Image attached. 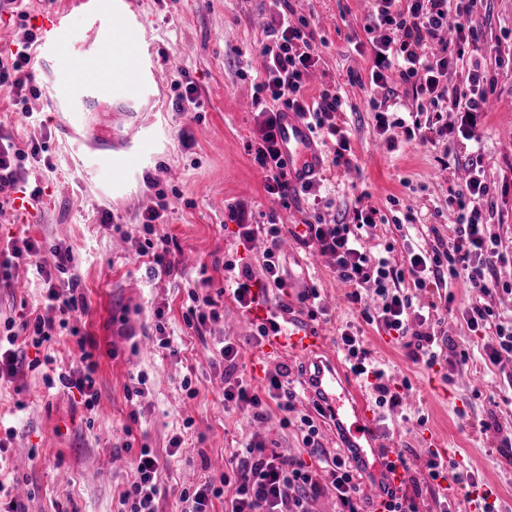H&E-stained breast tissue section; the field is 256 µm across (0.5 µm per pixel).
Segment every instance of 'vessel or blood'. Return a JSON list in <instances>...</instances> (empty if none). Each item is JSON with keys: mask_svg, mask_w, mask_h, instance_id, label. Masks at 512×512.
Listing matches in <instances>:
<instances>
[{"mask_svg": "<svg viewBox=\"0 0 512 512\" xmlns=\"http://www.w3.org/2000/svg\"><path fill=\"white\" fill-rule=\"evenodd\" d=\"M78 3L82 8L81 29H74L69 6L58 7L40 22L37 50L39 67H46L51 61L61 62L60 73L70 80V93L52 98L51 105L60 134L75 141L80 138L78 128L83 107L109 93L92 76L100 53L113 49L121 35L137 36L139 23L132 0H78ZM130 62L137 80L117 93L120 101L146 95L160 85V70L150 50H141ZM133 146L131 134H124L118 140L105 134L89 144L88 153L111 166L121 162ZM280 147L294 185L314 180L323 171L325 159L319 141L295 112H288L281 123ZM271 343L277 349L301 357L306 394L332 414L345 447L356 455V464L366 478L364 489L375 512H383L391 496L400 494L408 473L393 449L386 447L384 428L377 413L356 392L351 374L336 354L329 351L317 330L295 325L273 337Z\"/></svg>", "mask_w": 512, "mask_h": 512, "instance_id": "obj_1", "label": "vessel or blood"}]
</instances>
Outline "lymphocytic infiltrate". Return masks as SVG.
<instances>
[{
  "mask_svg": "<svg viewBox=\"0 0 512 512\" xmlns=\"http://www.w3.org/2000/svg\"><path fill=\"white\" fill-rule=\"evenodd\" d=\"M478 3L479 0H372L365 26L373 56L371 84L386 88L391 81H399L409 87L415 101L427 102L433 113L430 119L409 122L395 115L390 101L373 103L374 120L380 131L387 134L389 128L400 127L407 139L415 138L424 144L444 136L479 143L477 119L488 109L494 79L477 66L467 74L466 89L448 84L449 69L464 59L476 38L472 18ZM270 4L277 19L267 31L268 44L261 50L264 75L253 97V105L262 116L260 136L247 150L265 176L267 193L286 203L299 194H311L313 187L307 184L297 191L290 185L278 141L282 112L291 110L307 117L317 135L330 142L333 165L349 169L353 159L347 132L336 121L339 112L347 108L341 87L322 90L315 97L305 92L307 80L320 60L315 24L304 17L292 20L289 0H270ZM36 39L33 29L24 28L16 51L0 56V87H10L21 103L38 92L29 53ZM450 108L460 112L459 125L443 123V114ZM44 150L40 142L19 145L11 131L0 124V199L9 198L17 189L25 161L40 160ZM466 167V180L448 196L449 204L457 208L452 242L445 247L409 250L406 266L392 265L387 258L372 256L365 249L363 236L376 226L378 210L364 201L354 208L352 223L318 221L309 225L305 238L321 255L332 258L337 278L349 286L348 298L359 305L366 324L381 326L397 340L408 341L415 352L431 361L436 358V337L424 330L431 318L430 309L415 304L412 295L399 289L398 284L409 279L421 291L444 276L462 281L472 296L461 316L475 332L494 326V338L486 343L484 353L489 363L496 365L503 357H512V317L500 316L484 304L483 298L499 285L494 275L496 265L511 261L512 255L503 251L498 236L488 230L490 187L480 159H468ZM260 233L267 242L261 271H254L251 263L243 261L224 264V290L245 315L260 305L262 291L273 288L284 293L289 288L283 276L281 229L276 220H269L259 229L240 225L239 240L248 250ZM20 260L31 262L43 280L46 313L20 323L8 319L1 324L5 333L0 336V379L13 377L18 369L19 334H26L34 346L52 345L57 330L67 328L71 318L86 310L70 249L28 237L9 240L0 249V282L8 281L12 267ZM368 286L373 287L378 305L364 304L362 292ZM338 343L352 372L373 379L377 406H400L401 394L392 388L385 371L365 348L361 329L345 326ZM239 348V340L227 338L217 350L224 365L225 407H250L257 421L265 420L271 410H278L283 426L294 427L303 446L321 454L329 481L321 483L303 460L269 450L264 438L256 433L233 449L231 470L220 481L207 478L181 493L187 512H210L213 499L218 497L224 500V512H313L314 502L329 489L336 495L339 512H361L358 493L363 476L342 458L323 453L315 420L296 407L300 394L290 386L288 366L280 365L262 387H252L236 374ZM96 367L92 352L85 350L76 364L57 375L58 383L77 390L90 410L98 401ZM425 469L430 480L452 479L459 488L476 496L482 512H495L489 501L490 491L482 490L474 473H449L447 464L435 453L428 457ZM159 470L158 457L150 448H141L135 461L136 476L120 495L127 512H156Z\"/></svg>",
  "mask_w": 512,
  "mask_h": 512,
  "instance_id": "f902f5d3",
  "label": "lymphocytic infiltrate"
}]
</instances>
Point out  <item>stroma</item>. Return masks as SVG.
I'll return each mask as SVG.
<instances>
[{
  "label": "stroma",
  "mask_w": 512,
  "mask_h": 512,
  "mask_svg": "<svg viewBox=\"0 0 512 512\" xmlns=\"http://www.w3.org/2000/svg\"><path fill=\"white\" fill-rule=\"evenodd\" d=\"M135 7L142 18V43L153 47L164 72L156 99L130 105L142 147L125 168L78 165L75 146L55 130L46 97L18 105L10 89L0 87V123L12 128L19 144L39 140L49 146L41 161L26 162L23 175L26 186L43 188L41 202L29 211L7 207L0 217V240L25 235L70 248L87 305L72 321L79 337L62 331L60 343L49 351L22 345L24 366L0 383V421L14 429L9 448L0 455V474L7 476L25 512H119V494L135 477L133 462L141 446L161 460L159 512H181L182 489L221 474L231 449L257 432L269 449L317 465V456L303 448L293 429L281 425L278 413L259 423L246 407L224 406V368L210 358L217 342L242 341L238 372L255 386L280 364L298 367L295 355L245 344L243 316L222 292L225 262L242 255L255 266L262 260L264 236L244 251L240 225L266 222L271 214L286 230L317 218L327 224L349 220L357 197L366 192L387 218L365 240L371 253L389 246L395 260L406 258V243L392 222L406 214L413 217L412 235L419 245L430 246L438 236L448 242L454 237L457 213L448 204V193L461 180L470 146L459 140L406 143L397 128L393 134L402 144L387 151L371 108L386 91L368 86L370 58L353 49L354 43L367 40L370 0H291L295 16L315 21L324 40L306 91L314 96L343 83L352 109L341 122L357 168L325 171L326 203L302 196L286 207L266 192L264 175L246 150L261 119L254 108L242 105L252 99L256 75L264 70L261 50L272 22L268 0H135ZM473 22L480 30L478 49L449 70L448 83L463 86L476 62L495 70L496 91L478 134L486 179L494 190L490 229L504 248L512 249V71L494 67L496 54L512 53V0H483ZM246 49L252 67L245 71L239 53ZM170 58L197 86L201 121L172 108L174 71L164 67ZM185 127L194 137L189 149L179 144ZM160 165L176 196L155 232L172 238L181 261L171 271L153 273L134 245L146 238L140 215L155 201L143 175ZM105 211L112 213L115 226L100 224ZM124 230L132 242L121 238ZM282 259L290 284V320L315 324L330 342L345 325L361 327L366 348L391 384L410 383L401 406L386 414L387 439L389 447L404 450L414 463L420 512H438L437 498L444 492L443 485L426 476L425 461L432 452L472 471L483 489L492 490L498 512H512V447L506 445L512 440V362H485L484 346L492 332L471 331L463 321L461 310L469 299L463 283L443 281L418 292L422 302L436 306L430 322L435 334L452 338L470 354L460 366L442 349L428 365L412 361L383 328L364 324L358 306L348 299L349 286L327 259L298 241L283 250ZM204 278L212 281L209 292L221 318L194 329L186 325L182 305L188 289ZM312 286L329 306L327 317L314 321L298 299ZM42 292L34 267H13L9 285L0 287V323L37 310ZM158 308L165 313L167 334L175 339L170 351L153 347L148 338ZM81 337L91 341L98 363L99 401L92 411L77 390L47 387L43 369L28 367L49 353L56 367L69 368L81 355ZM138 373L146 378L145 395L131 400L126 388ZM187 376L198 390L196 397H187L182 388ZM188 417L193 424L187 428L183 422ZM179 431L185 436L183 450L168 455V440ZM127 440L132 443L128 449L123 446Z\"/></svg>",
  "instance_id": "35a3bbf8"
}]
</instances>
